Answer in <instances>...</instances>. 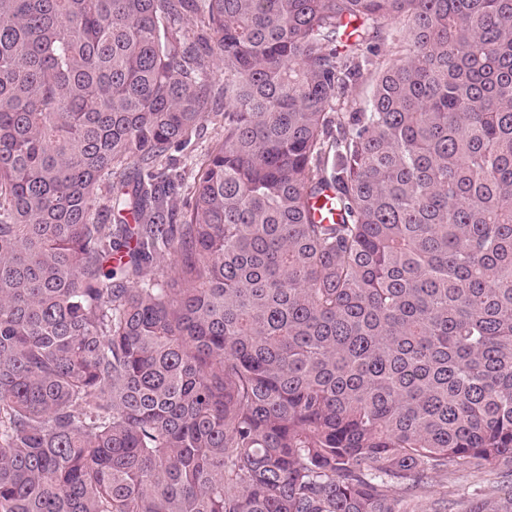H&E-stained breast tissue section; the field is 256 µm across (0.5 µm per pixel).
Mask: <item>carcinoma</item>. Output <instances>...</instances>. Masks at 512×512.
Returning <instances> with one entry per match:
<instances>
[{
    "label": "carcinoma",
    "instance_id": "obj_1",
    "mask_svg": "<svg viewBox=\"0 0 512 512\" xmlns=\"http://www.w3.org/2000/svg\"><path fill=\"white\" fill-rule=\"evenodd\" d=\"M488 466L512 0H0V512H448ZM223 135L222 123L213 117L207 118L193 130L191 140L185 145L183 151L173 153L177 156L176 166L180 167L178 170L185 179L182 195L178 199L179 206L191 196L193 177L199 164L221 142ZM503 480H509V483H502ZM499 485L506 489L511 486V478H501V470L496 467H489L480 474H474L469 471H458L448 474V505L452 512L460 510L457 505L458 501L464 497H470L479 490V488H490ZM460 512V511H459Z\"/></svg>",
    "mask_w": 512,
    "mask_h": 512
}]
</instances>
